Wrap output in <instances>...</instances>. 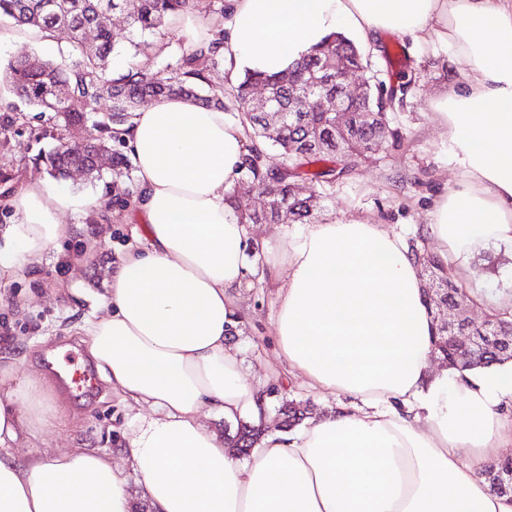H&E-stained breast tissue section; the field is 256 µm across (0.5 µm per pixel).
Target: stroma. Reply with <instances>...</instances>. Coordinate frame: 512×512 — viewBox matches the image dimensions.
Masks as SVG:
<instances>
[{
	"label": "stroma",
	"instance_id": "1",
	"mask_svg": "<svg viewBox=\"0 0 512 512\" xmlns=\"http://www.w3.org/2000/svg\"><path fill=\"white\" fill-rule=\"evenodd\" d=\"M112 26L121 47L120 54L110 60L116 69L139 67L156 72L187 48L171 21L160 33L146 36L136 49L126 43L121 15H113ZM68 48L64 32L44 37L10 21L0 23V71L24 55L64 58ZM360 54L363 67L355 72V79L382 85L392 99L385 142L344 178L317 186L315 219L362 220L415 238L422 235L428 222L432 196L443 184H455L461 170L432 107L448 89L447 50L429 37L417 42L408 36L384 33L371 47L361 48ZM20 113L26 117V126L15 122ZM33 128L41 131L40 139L30 138ZM61 135L80 143L86 139L87 130L82 126L59 129L51 113L26 105L0 83V168L24 177L39 176L37 154L47 153ZM65 221L83 227V239L65 245L66 252L82 256V263L68 269L62 256L51 254L36 275L0 286V352L14 357L21 375L43 374V358L50 350L79 346L74 327L97 315L96 295L102 292L117 253L132 242L140 224L131 201L104 223L83 213L66 215ZM91 236L96 238V245H88ZM461 285L473 294L511 292L512 248L490 245L479 249L471 257ZM243 305L247 316L234 339L242 351L246 378L263 388L271 409H278L281 400L287 398L307 403L314 416L327 414L340 402V395L315 394L296 382L276 377L282 358L271 329L273 288L254 283L246 291ZM51 401L67 422L46 424L43 438L47 443L61 450L94 448L115 458L121 455L120 432L126 427V410L106 383H99L88 398H76L55 387Z\"/></svg>",
	"mask_w": 512,
	"mask_h": 512
}]
</instances>
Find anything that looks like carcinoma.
<instances>
[{
	"mask_svg": "<svg viewBox=\"0 0 512 512\" xmlns=\"http://www.w3.org/2000/svg\"><path fill=\"white\" fill-rule=\"evenodd\" d=\"M202 3L203 0H0V19L8 18L19 26L50 34L65 27L71 30L70 45L77 55L72 67H67L62 60L27 56L10 63L3 71V78L19 98L44 112L54 113L59 127L91 123L89 141L112 149V198L105 202L108 207L122 205L125 195L129 194V188L122 184L120 178L129 175L131 161L111 148V144L124 142V126L141 102L179 96L206 106L224 104L218 94L202 95L199 90V84L206 80L208 66L218 63V51L224 46L221 41L182 54L175 63L166 64L163 72L131 70L118 79L112 78L110 58L117 49L112 34V14L118 12L125 16L128 44L136 47L140 39L158 32L168 19ZM205 8L224 16V4L218 0H208ZM338 43L343 45L345 65L360 66V56L355 52L353 43L341 34H332L303 58L302 68L306 73L301 76V82L314 81L317 92L336 91L335 77L321 73L318 58L323 50L328 47L334 49ZM296 75V70L272 76L247 73L234 88L241 111L254 112L253 89L261 85L271 97L272 111L282 112L285 117L282 137L277 143L283 163L272 169L263 166L261 150L254 146L250 147L246 162L254 188L270 194L265 214L259 217L250 212L240 194L225 193L226 200L243 224L272 219L281 207L288 208L294 221L311 219L316 204L309 202V197L293 192V185L305 181L315 186L345 177L350 168L372 152L377 127L385 124L384 112L373 113L371 120L356 116L349 139L337 142L332 114L296 108L288 90V79ZM104 98L112 102L109 112L92 118L96 105ZM44 163L52 177L64 178L72 170L80 168L90 182L103 179L102 171L90 155L75 143L68 146L56 144L44 155ZM410 247L415 262L430 268L443 297L450 296L448 291L451 290L453 295L450 297L454 299L470 304L481 302L480 296L472 295L464 288L448 287V269L425 252L417 241H410ZM509 361H512V350L505 353L492 351L475 360L470 369ZM279 412L285 429L298 425L303 419L302 411L292 402L283 403ZM225 432L230 445L246 455L260 441L263 428L239 421L233 428L225 425ZM479 475L493 493L512 494V484L502 485L489 467H483Z\"/></svg>",
	"mask_w": 512,
	"mask_h": 512,
	"instance_id": "1",
	"label": "carcinoma"
}]
</instances>
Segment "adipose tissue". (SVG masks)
<instances>
[{"mask_svg": "<svg viewBox=\"0 0 512 512\" xmlns=\"http://www.w3.org/2000/svg\"><path fill=\"white\" fill-rule=\"evenodd\" d=\"M231 63L280 73L346 28L391 31L448 49L435 100L462 164L438 193L427 236L454 273L489 244L512 246V0H225ZM142 232L119 254L80 331L129 410L126 456L13 449L49 421L38 379L0 356V512H512L476 471L512 444V365L448 376L432 367L435 325L409 244L382 225L331 221L261 251L225 202L245 169L244 129L217 107L169 97L126 126ZM0 280L35 274L99 208L49 180L11 192ZM276 290L272 332L283 370L343 395L329 415L265 433L249 457L209 418H269L232 334L253 281Z\"/></svg>", "mask_w": 512, "mask_h": 512, "instance_id": "adipose-tissue-1", "label": "adipose tissue"}]
</instances>
